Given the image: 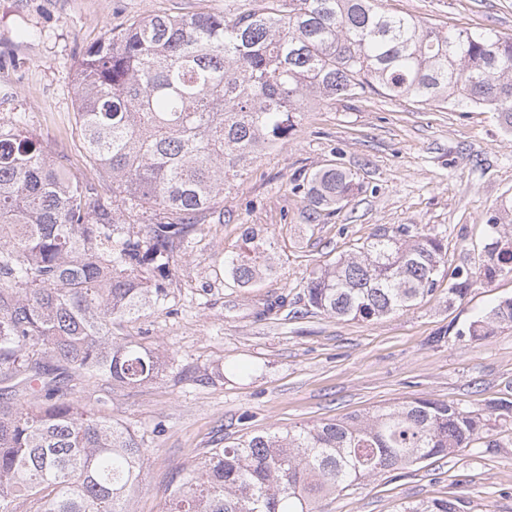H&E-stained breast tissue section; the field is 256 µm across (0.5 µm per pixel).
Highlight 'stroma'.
Masks as SVG:
<instances>
[{"instance_id":"stroma-1","label":"stroma","mask_w":512,"mask_h":512,"mask_svg":"<svg viewBox=\"0 0 512 512\" xmlns=\"http://www.w3.org/2000/svg\"><path fill=\"white\" fill-rule=\"evenodd\" d=\"M438 28L489 29L512 38V0H379ZM235 0H0V117L21 118L51 160L112 198L76 123L75 73L85 48L153 15L223 13ZM338 162L361 188L335 213L308 223L293 180ZM512 196V135L479 107L416 104L380 91L311 101L283 145L258 155L218 198L204 224L178 243L164 306L112 334L164 363L153 382L100 386L70 398L126 423L147 450L133 512H162L179 469L219 439L365 415L416 399L487 413L512 401V327L457 338L471 318L512 296V274L474 284L459 301L446 288L373 321L311 307L306 282L376 231L401 225L443 237L446 271L477 268L485 224ZM275 261L255 286L224 274L246 227ZM464 512H512V417L476 443L410 467L384 470L334 500L330 512H399L431 499Z\"/></svg>"}]
</instances>
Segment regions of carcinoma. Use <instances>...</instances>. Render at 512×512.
Wrapping results in <instances>:
<instances>
[{"instance_id":"carcinoma-1","label":"carcinoma","mask_w":512,"mask_h":512,"mask_svg":"<svg viewBox=\"0 0 512 512\" xmlns=\"http://www.w3.org/2000/svg\"><path fill=\"white\" fill-rule=\"evenodd\" d=\"M77 115L112 202L68 178L32 135L0 117V512H132L147 449L123 422L60 394L61 382L139 385L161 361L112 327L163 304L177 241L203 223L256 155L288 140L310 98L368 89L416 103L476 106L512 132V40L443 31L377 0H262L224 15H158L85 50ZM307 220L358 190L342 165L294 185ZM150 214L152 227L134 230ZM248 228L224 270L239 287L273 271ZM485 259L456 268L448 303L512 273V197L488 219ZM444 238L379 230L306 284L311 307L371 321L432 294ZM512 325V298L456 331ZM28 394L24 404L4 397ZM483 414L416 399L243 436L182 469L163 512H325L353 483L484 438ZM433 499L400 512H461Z\"/></svg>"}]
</instances>
